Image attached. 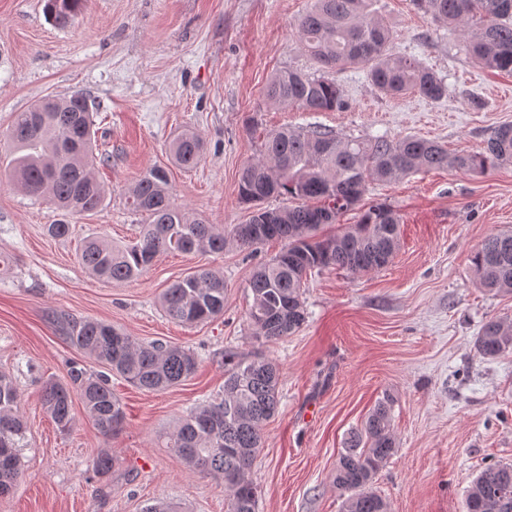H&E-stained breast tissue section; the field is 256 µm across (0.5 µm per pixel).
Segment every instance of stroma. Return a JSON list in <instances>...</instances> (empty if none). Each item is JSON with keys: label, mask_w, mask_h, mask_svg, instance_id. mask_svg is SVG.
Wrapping results in <instances>:
<instances>
[{"label": "stroma", "mask_w": 512, "mask_h": 512, "mask_svg": "<svg viewBox=\"0 0 512 512\" xmlns=\"http://www.w3.org/2000/svg\"><path fill=\"white\" fill-rule=\"evenodd\" d=\"M310 3L85 0L61 28L47 19L44 0H0V254L11 258L0 269V373L18 390L28 442L23 479L0 495V512H142L158 500L182 512H226L223 482L190 470L166 440L191 410L221 394L228 350H263L280 368L277 410L263 425L249 473L256 512H343L331 474L351 432L386 395L396 453L373 489L389 512H465L477 474L512 463V351L490 359L474 347L486 320L512 321V294L481 288L471 263L486 237L512 231V163L483 174L433 169L368 182L357 209L316 235L336 234L360 210L388 205L401 219L392 261L375 272L309 275L306 322L273 343L253 336L247 284L281 242L163 254L127 282L95 279L79 264L87 236L116 243L134 236L142 218L126 203L128 189L156 165L168 168L176 205L229 231L249 219L238 175L261 157L268 131L322 126L342 138L416 135L452 153H474L495 127L512 123V73L482 67L461 29L434 22L414 0H374L371 10L392 30L390 53L416 56L445 79L442 101L385 96L366 67L355 65L332 74L342 110L266 104L276 72L315 68L297 31ZM77 91L96 112L98 150L110 157L96 174L109 191L98 213L66 218L15 184L4 139L14 113ZM188 128L204 152L185 170L172 164L167 144ZM62 219L70 236L49 237L45 225ZM203 265L224 276L223 315L198 325L171 321L160 308L162 293ZM67 316L111 323L142 343L190 348L197 371L153 393L113 377L123 429L101 435L77 400L72 429L60 432L41 405L43 385L68 381L74 362L100 370L69 343L60 323ZM102 451L116 461L103 480L90 468Z\"/></svg>", "instance_id": "1"}]
</instances>
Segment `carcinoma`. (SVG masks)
Returning a JSON list of instances; mask_svg holds the SVG:
<instances>
[{"mask_svg":"<svg viewBox=\"0 0 512 512\" xmlns=\"http://www.w3.org/2000/svg\"><path fill=\"white\" fill-rule=\"evenodd\" d=\"M432 19L470 33L469 52L484 67L512 72V0H420ZM84 0H46L49 20L69 24ZM372 0H313L298 20L304 49L316 64L305 72L276 73L265 98L277 105L310 112L336 111L345 100L328 73L364 65L372 85L389 96L414 92L430 101L448 95V84L414 57L387 52L392 32L369 11ZM10 172L32 197H46L57 208L76 215L104 206L106 189L94 166L108 164L96 156L93 114L81 93L45 97L15 113L7 134ZM203 141L184 131L169 144L172 162L183 169L201 160ZM512 162V124L491 131L480 153L451 155L442 143L416 136L396 140L343 139L321 126L281 128L269 133L261 158L247 163L238 180V198L248 206L246 237L237 224L231 232L242 248L280 240L285 247L252 273L248 288L252 303L248 321L264 343L282 340L306 321L303 301L308 273L341 269L369 272L383 268L396 251L400 217L385 205L360 213L354 224L324 239L314 232L353 209L371 180L388 181L423 169L450 168L483 173ZM286 196L293 205L271 209L265 202ZM129 209L143 217L133 240L115 244L92 236L79 254L82 267L100 280L124 282L139 277L154 259L166 253L217 254L228 240L224 230L190 218L172 200L168 171L154 166L135 182L127 198ZM480 285L496 293H512V232L488 236L471 258ZM170 319L192 325L224 313V277L199 268L175 281L161 296ZM70 344L106 369L91 374L73 363L70 383L46 384L41 404L57 429L72 428V398L78 395L94 426L105 437L125 422L109 375L154 392L175 386L197 368L194 353L163 343L142 345L120 329L94 319H69ZM475 346L494 358L512 349V322L499 318L481 327ZM279 367L260 351L250 356L224 353V396L217 403L192 410L172 434L167 447L199 473L224 482L228 512H256L257 488L248 472L262 444V425L278 406ZM26 426L19 411L13 380L0 374V495L20 480V449ZM396 452L390 399L378 400L360 430L353 433L331 475L332 485L345 497V512H388L387 502L371 490L373 480ZM115 461L105 451L91 463L106 476ZM466 512H512V465L492 463L474 478L465 499Z\"/></svg>","mask_w":512,"mask_h":512,"instance_id":"obj_1","label":"carcinoma"}]
</instances>
